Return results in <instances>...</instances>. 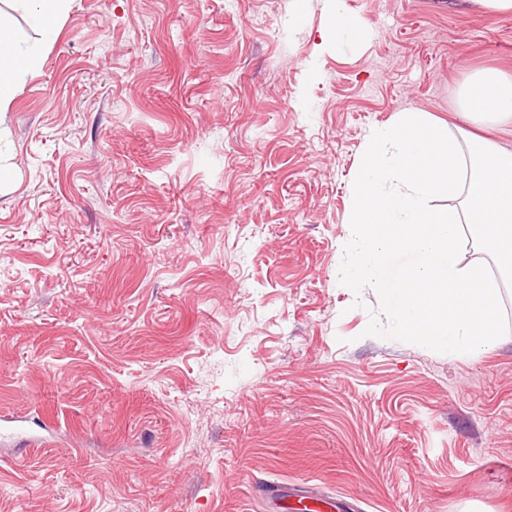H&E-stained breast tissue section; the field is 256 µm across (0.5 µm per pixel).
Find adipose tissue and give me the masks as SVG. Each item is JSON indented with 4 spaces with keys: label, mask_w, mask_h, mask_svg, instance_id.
I'll use <instances>...</instances> for the list:
<instances>
[{
    "label": "adipose tissue",
    "mask_w": 512,
    "mask_h": 512,
    "mask_svg": "<svg viewBox=\"0 0 512 512\" xmlns=\"http://www.w3.org/2000/svg\"><path fill=\"white\" fill-rule=\"evenodd\" d=\"M28 22L40 38L20 43L8 20L0 17V105L9 104L21 79L39 69L44 48L59 31L68 0H23ZM457 109L463 121L475 129H512V75L495 69L469 73L457 95Z\"/></svg>",
    "instance_id": "adipose-tissue-1"
}]
</instances>
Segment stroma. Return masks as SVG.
I'll use <instances>...</instances> for the list:
<instances>
[{
    "label": "stroma",
    "instance_id": "35a3bbf8",
    "mask_svg": "<svg viewBox=\"0 0 512 512\" xmlns=\"http://www.w3.org/2000/svg\"><path fill=\"white\" fill-rule=\"evenodd\" d=\"M71 0L0 110V512H512V330L460 359L365 336L340 284L370 131L458 123L512 13L344 0ZM329 24L320 32L319 44L336 41V49L346 42H351L361 25L350 20L342 7V0H326Z\"/></svg>",
    "mask_w": 512,
    "mask_h": 512
}]
</instances>
